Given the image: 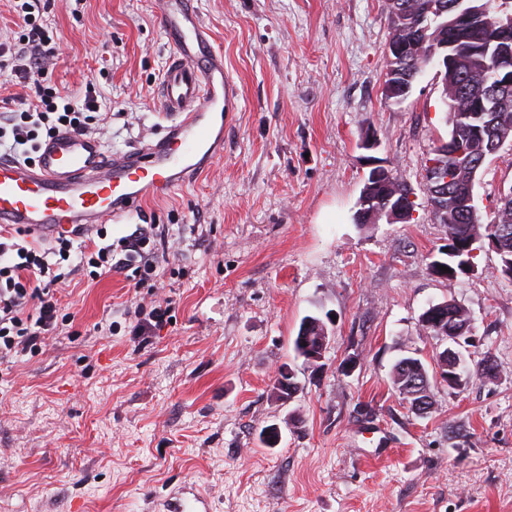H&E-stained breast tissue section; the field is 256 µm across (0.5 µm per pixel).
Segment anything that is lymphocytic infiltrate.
Listing matches in <instances>:
<instances>
[{
	"label": "lymphocytic infiltrate",
	"instance_id": "obj_1",
	"mask_svg": "<svg viewBox=\"0 0 512 512\" xmlns=\"http://www.w3.org/2000/svg\"><path fill=\"white\" fill-rule=\"evenodd\" d=\"M32 0H23L25 31L14 53L17 75L27 77L45 70L49 60V37L38 23ZM93 100L84 108L71 102L57 103L54 96L44 95L21 112L0 113V146H7L18 159H25L24 145L36 141L39 134L53 133L62 127L80 132L90 129L88 112ZM96 243L84 246L79 265L90 278L121 272L134 287L140 288L154 272L155 251L151 229L140 227L130 237L107 243L104 225H94ZM73 237L62 234L49 246L28 241L18 228L0 229V363L41 350L59 325L71 321L56 298L66 275L61 264L71 257Z\"/></svg>",
	"mask_w": 512,
	"mask_h": 512
}]
</instances>
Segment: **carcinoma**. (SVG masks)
Wrapping results in <instances>:
<instances>
[{"label":"carcinoma","mask_w":512,"mask_h":512,"mask_svg":"<svg viewBox=\"0 0 512 512\" xmlns=\"http://www.w3.org/2000/svg\"><path fill=\"white\" fill-rule=\"evenodd\" d=\"M434 0H387L389 22L404 19L414 22L421 16L424 6ZM444 12L425 16L414 32H422L416 45L410 48L409 64L403 67V85L412 88L413 82L422 69L428 65V53L445 40L453 43L454 63L443 74L448 85V113L451 131L448 141L441 143L434 151L432 161L442 164L448 172V183L442 193L446 206L432 212L441 224L448 225V250L445 259L437 260L432 271L444 278L453 277L471 267L468 247L485 237L489 239L501 259V270L509 275L512 261V197L499 202L494 219L482 224L478 211L465 203L466 196L474 190L476 175L486 158L492 155L494 145L512 139V85L497 87L494 73L477 65L482 60L493 63L496 52L495 39L501 31L498 8L504 0H488L485 12L468 19L470 11L481 5L479 0H441ZM389 186L382 180L372 182L371 203L359 207L355 221L359 224L373 222L372 210L383 206ZM446 266L451 273L441 271ZM310 326L300 324L294 340L297 357L310 363L308 352L315 349L317 336L324 321L314 316ZM459 327L471 331L470 317L466 309L454 302H448V317L425 326L435 335L446 336L448 330ZM394 387L405 385L406 399L412 411L419 410L420 397L413 395V383L420 382L431 387L429 373L422 362L413 357L400 359L392 369Z\"/></svg>","instance_id":"carcinoma-1"}]
</instances>
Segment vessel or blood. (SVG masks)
I'll use <instances>...</instances> for the list:
<instances>
[{
    "mask_svg": "<svg viewBox=\"0 0 512 512\" xmlns=\"http://www.w3.org/2000/svg\"><path fill=\"white\" fill-rule=\"evenodd\" d=\"M170 55L157 89L168 114L161 137L112 154L91 135L63 129L33 161L0 155V225L48 239L138 212L174 193L224 153L227 113L239 96L193 0H153Z\"/></svg>",
    "mask_w": 512,
    "mask_h": 512,
    "instance_id": "1",
    "label": "vessel or blood"
}]
</instances>
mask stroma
<instances>
[{"label":"stroma","instance_id":"obj_1","mask_svg":"<svg viewBox=\"0 0 512 512\" xmlns=\"http://www.w3.org/2000/svg\"><path fill=\"white\" fill-rule=\"evenodd\" d=\"M193 5L241 110L205 173L107 224L111 242L154 225L152 287L73 275L59 294L73 322L0 377V512H157L175 496L206 512H512V278L486 239L471 271L430 268L448 242L425 178L451 130L437 66L386 100V0ZM38 6L55 56L39 75L0 74V112L46 88L79 106L91 90L106 150L161 136L169 46L152 0ZM376 164L410 189L409 220L355 223ZM510 192L507 143L476 177L482 223ZM448 300L471 317L467 363L496 375L435 384L419 416L391 371L405 357L434 370L450 342L420 317ZM158 304L168 322L137 336L136 306ZM328 313L331 345L308 366L300 323ZM285 365L299 389L280 403Z\"/></svg>","mask_w":512,"mask_h":512}]
</instances>
